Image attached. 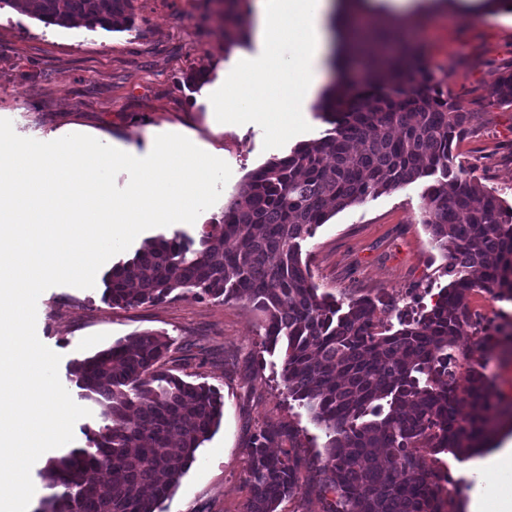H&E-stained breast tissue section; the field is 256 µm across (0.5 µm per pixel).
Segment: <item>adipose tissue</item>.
Instances as JSON below:
<instances>
[{"mask_svg": "<svg viewBox=\"0 0 512 512\" xmlns=\"http://www.w3.org/2000/svg\"><path fill=\"white\" fill-rule=\"evenodd\" d=\"M332 7V0H252L248 31L258 54L244 64L243 95L218 98L217 111L233 114L246 97L253 118L270 120L271 110L258 97L267 82L284 85L290 105L307 111L327 80Z\"/></svg>", "mask_w": 512, "mask_h": 512, "instance_id": "obj_1", "label": "adipose tissue"}]
</instances>
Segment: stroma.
Segmentation results:
<instances>
[{"label":"stroma","mask_w":512,"mask_h":512,"mask_svg":"<svg viewBox=\"0 0 512 512\" xmlns=\"http://www.w3.org/2000/svg\"><path fill=\"white\" fill-rule=\"evenodd\" d=\"M250 0H134L127 31L48 25L11 7L0 8V118L15 132L39 141L82 133L137 157L147 156L157 135L178 133L224 160L232 175L230 197L252 169L323 135L317 113L278 135L266 124L215 112L211 84H235L243 56L256 46L243 33ZM406 34L423 46L449 93L470 111L456 145L460 161L485 189L512 204V108L489 103L499 71L512 70V25L500 24L481 0H430L408 19ZM208 71L209 85L190 84ZM426 182L418 181L338 212L305 244L315 283L342 296L368 294L406 306L424 289L446 285L448 259L420 222ZM213 205L195 223H177L139 234L133 248L176 235L198 239L219 223ZM105 271L94 288L56 286L37 302L39 339L60 354L59 377L73 400L71 365L133 332L154 330L171 342L170 364L191 382H207L223 397L220 426L195 454L160 512H244L250 497L247 445L261 426L281 430L280 449L301 464L304 487L278 512H325L324 474L316 453L325 436L305 408L281 394L279 354L262 351L261 317L243 302L192 295L139 307L104 302ZM460 512L475 496L503 492L496 475L477 468L475 457L442 455Z\"/></svg>","instance_id":"obj_1"}]
</instances>
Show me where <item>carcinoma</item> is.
<instances>
[{
	"mask_svg": "<svg viewBox=\"0 0 512 512\" xmlns=\"http://www.w3.org/2000/svg\"><path fill=\"white\" fill-rule=\"evenodd\" d=\"M0 1L48 25H133L132 0ZM360 54L365 96L345 57L317 104L333 128L248 172L198 246L158 236L112 266L104 299L127 308L178 290L247 302L262 315V349L281 353L286 394L325 432L323 490L337 496L326 512H456L455 491L443 499L428 460L486 446L492 391L472 355L467 375L450 384L448 350L472 320L471 293L512 301V205L456 162L469 111L402 27L379 28ZM490 104L512 107L511 71L497 74ZM429 177L420 222L450 256V281L377 335L373 317L389 303L320 291L303 246L336 213ZM229 239L236 248H226ZM170 347L166 335L142 330L73 364L72 380L100 406L99 427L89 447L49 461L44 479L54 493L36 512H157L179 485L220 425L223 401L172 372ZM278 438L271 428L251 438L244 512H278L303 489L299 462L270 451Z\"/></svg>",
	"mask_w": 512,
	"mask_h": 512,
	"instance_id": "cac0c4a2",
	"label": "carcinoma"
}]
</instances>
